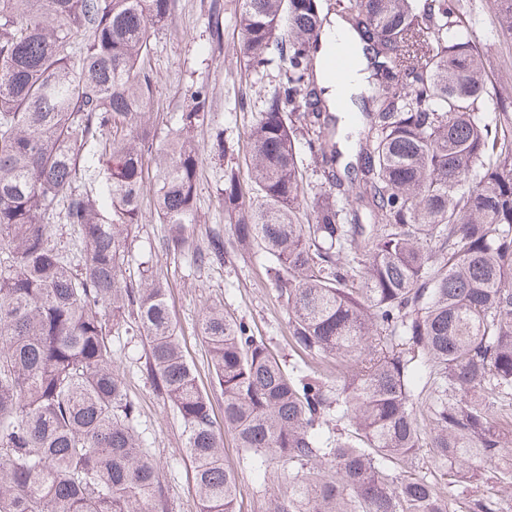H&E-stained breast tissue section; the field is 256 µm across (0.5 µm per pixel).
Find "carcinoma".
Returning a JSON list of instances; mask_svg holds the SVG:
<instances>
[{
    "label": "carcinoma",
    "instance_id": "1",
    "mask_svg": "<svg viewBox=\"0 0 512 512\" xmlns=\"http://www.w3.org/2000/svg\"><path fill=\"white\" fill-rule=\"evenodd\" d=\"M175 0H0V512H167V489L114 369L108 323L147 343L183 425L200 512H238L224 433L288 486L270 512H448L441 483L392 474L423 440L465 512H512V113L451 0H336L374 76L356 167L316 77L322 0H240L238 48L278 84L219 188L234 242L273 263L300 354L348 361L331 381L286 364L215 305L199 320L224 395L218 425L182 353L166 287L128 284L144 190L193 249L209 92L159 139L153 39ZM512 41V0H496ZM351 140V135L343 136ZM304 140L328 188L305 196ZM73 226L80 250L53 243ZM430 382L420 385L423 373Z\"/></svg>",
    "mask_w": 512,
    "mask_h": 512
}]
</instances>
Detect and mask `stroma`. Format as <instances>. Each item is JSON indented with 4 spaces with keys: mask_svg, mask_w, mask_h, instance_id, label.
<instances>
[{
    "mask_svg": "<svg viewBox=\"0 0 512 512\" xmlns=\"http://www.w3.org/2000/svg\"><path fill=\"white\" fill-rule=\"evenodd\" d=\"M215 2L223 11L224 38L219 43L212 41L209 30V11ZM461 2L470 16L468 38L484 53L485 69L497 85V100L512 109V48L498 37L492 23L496 4L494 0ZM238 9L239 0H176L172 20L157 34L151 57L158 79L155 96L159 132H166L186 110L184 88L203 85L209 90L212 121L195 130L203 155L197 182L201 222L194 225L192 238L202 249L212 234H221L226 249L224 259L197 265L189 256L166 253L161 245L169 227L156 222L153 207L147 202L141 207L137 236L131 244L135 258L148 262L154 274L164 281L184 353L218 418L224 413V397L212 383L208 354L198 334V322L207 306L222 303L225 310L248 323L254 335L284 359L294 357L289 346L288 310L278 297L267 261L260 255L240 254L234 243L218 195L226 161L210 150L219 128L230 145H242L263 97L273 92L278 80L276 69L255 74L241 65L237 55ZM112 347L115 362L138 407L143 437L167 486L169 512H199L183 427L146 370V345L140 337L116 333ZM224 461L234 470L241 488L239 512H269L271 502L285 487L282 469L274 465L256 469L249 454L238 448L229 434L224 437Z\"/></svg>",
    "mask_w": 512,
    "mask_h": 512,
    "instance_id": "obj_1",
    "label": "stroma"
}]
</instances>
